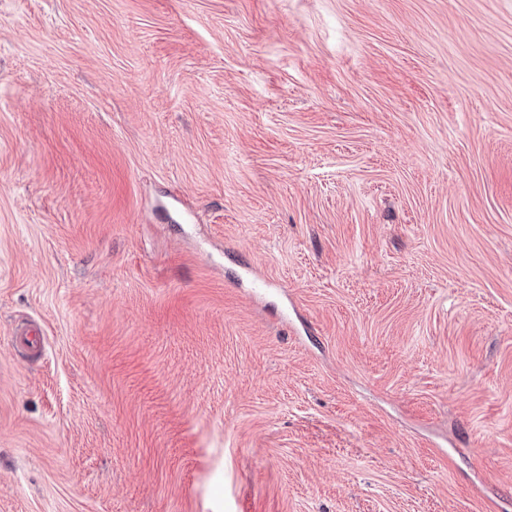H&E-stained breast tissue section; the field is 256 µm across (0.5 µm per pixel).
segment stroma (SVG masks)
<instances>
[{"label":"stroma","mask_w":512,"mask_h":512,"mask_svg":"<svg viewBox=\"0 0 512 512\" xmlns=\"http://www.w3.org/2000/svg\"><path fill=\"white\" fill-rule=\"evenodd\" d=\"M0 512H512V0H0Z\"/></svg>","instance_id":"stroma-1"}]
</instances>
